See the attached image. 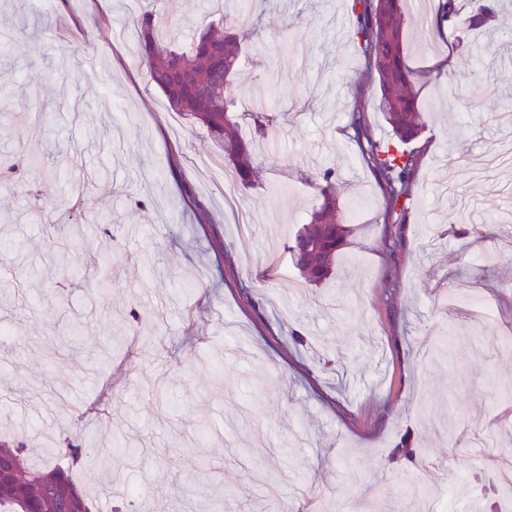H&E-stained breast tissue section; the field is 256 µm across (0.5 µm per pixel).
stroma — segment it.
Returning a JSON list of instances; mask_svg holds the SVG:
<instances>
[{
	"label": "stroma",
	"mask_w": 512,
	"mask_h": 512,
	"mask_svg": "<svg viewBox=\"0 0 512 512\" xmlns=\"http://www.w3.org/2000/svg\"><path fill=\"white\" fill-rule=\"evenodd\" d=\"M259 32L227 92L268 102L276 140L256 187L224 183L205 127L169 110L122 0H0L25 29L0 71V437L91 439L98 512H507L512 461V166L462 158L512 143V26L469 39L403 13L420 164L403 223L348 127L376 110L350 0H247ZM181 44L222 28L208 0L169 13ZM333 169L349 230L315 284L287 242ZM84 179L82 228L67 222ZM140 322H133L131 313Z\"/></svg>",
	"instance_id": "stroma-1"
}]
</instances>
